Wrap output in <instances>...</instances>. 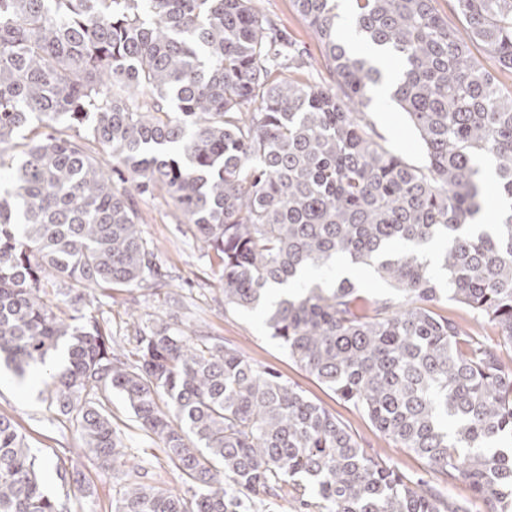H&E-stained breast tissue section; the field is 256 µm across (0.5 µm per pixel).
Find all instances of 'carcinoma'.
I'll return each mask as SVG.
<instances>
[{
  "mask_svg": "<svg viewBox=\"0 0 512 512\" xmlns=\"http://www.w3.org/2000/svg\"><path fill=\"white\" fill-rule=\"evenodd\" d=\"M452 2L461 31L435 0H350L352 35L373 49L359 56L337 0H292L323 48L331 81L317 86L253 0H0V167L4 146L20 152L16 189L0 193V354L23 380L65 352L50 407L84 450L112 466L124 456L115 392L201 488L187 498L136 481L113 512H244L279 483L316 512H470L367 455L336 416L219 337L160 320L135 336L130 363L106 321H76L90 289L164 283L136 202L157 192L219 259L226 308H255L340 260L371 267L392 295L306 283L272 304L271 336L444 483L512 512V95L470 60L480 43L512 71V0ZM385 82L421 168L367 122ZM482 156L510 201L489 225L473 223ZM434 240L446 247L432 263L421 247ZM443 298L495 338L437 313ZM47 464L1 414L0 512H70L44 491Z\"/></svg>",
  "mask_w": 512,
  "mask_h": 512,
  "instance_id": "carcinoma-1",
  "label": "carcinoma"
}]
</instances>
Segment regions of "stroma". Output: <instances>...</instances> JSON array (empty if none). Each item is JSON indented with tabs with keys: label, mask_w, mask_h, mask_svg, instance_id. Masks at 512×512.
<instances>
[{
	"label": "stroma",
	"mask_w": 512,
	"mask_h": 512,
	"mask_svg": "<svg viewBox=\"0 0 512 512\" xmlns=\"http://www.w3.org/2000/svg\"><path fill=\"white\" fill-rule=\"evenodd\" d=\"M257 10L297 41L312 63L303 78L322 85L328 73L322 65V49L314 31L294 10L291 0H254ZM367 118L374 131L393 153L407 163L425 162L421 141L405 112L392 101L373 99ZM140 226L144 237L155 247L168 281L164 288H116L111 296L94 295L81 307L82 313L104 316L109 321L118 350L129 353L135 346L139 328L177 312L183 328L205 336L223 338L236 347L258 368L275 370L284 381L298 386L305 395L321 404L360 441L366 454L382 458L410 479L430 480L434 474L424 459L383 437L351 404L336 395L299 368L277 339L270 336L258 311L225 310L224 284L219 261L205 254L187 230L167 196L158 193L139 199ZM47 373L26 381L0 367V413L12 417L26 435L31 447L41 449L51 463L84 474L81 490L48 482L50 491L60 498L77 494L80 512H112L130 470H137L142 482L178 487L187 485L169 466L161 449L140 429L135 417L120 395L112 397V422L120 432L126 456L123 463L109 467L85 454L73 421L49 409L46 401Z\"/></svg>",
	"instance_id": "stroma-1"
}]
</instances>
